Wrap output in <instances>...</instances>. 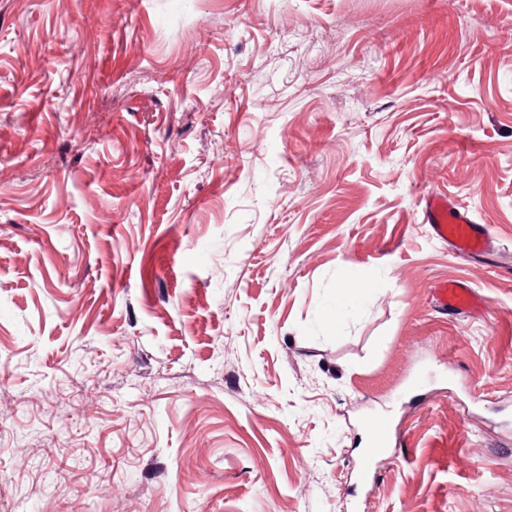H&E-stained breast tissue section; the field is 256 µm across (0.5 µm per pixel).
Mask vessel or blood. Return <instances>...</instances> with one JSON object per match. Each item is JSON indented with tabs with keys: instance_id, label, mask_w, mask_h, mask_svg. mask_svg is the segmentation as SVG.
<instances>
[{
	"instance_id": "b4317fda",
	"label": "vessel or blood",
	"mask_w": 512,
	"mask_h": 512,
	"mask_svg": "<svg viewBox=\"0 0 512 512\" xmlns=\"http://www.w3.org/2000/svg\"><path fill=\"white\" fill-rule=\"evenodd\" d=\"M422 212L423 222L435 239L452 241L460 251L470 256L485 252L488 231L476 224L469 212L458 209L448 197L426 199ZM434 293L435 306L442 313H467L478 304L477 295L461 281H442Z\"/></svg>"
}]
</instances>
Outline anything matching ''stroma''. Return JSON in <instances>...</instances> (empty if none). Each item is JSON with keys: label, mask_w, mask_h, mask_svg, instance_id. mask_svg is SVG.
<instances>
[{"label": "stroma", "mask_w": 512, "mask_h": 512, "mask_svg": "<svg viewBox=\"0 0 512 512\" xmlns=\"http://www.w3.org/2000/svg\"><path fill=\"white\" fill-rule=\"evenodd\" d=\"M0 512H512V0H0ZM423 222L440 241H452L463 253L479 256L486 251L488 230L465 210L458 209L446 196H435L424 201ZM435 307L440 313H468L478 305V297L469 285L444 280L434 288ZM386 428L387 426L384 421L374 422L369 428L372 447L367 460L364 461L360 467V478L363 482H368L372 475V465L370 460L373 457L386 455L388 453V448H392V445L388 442L384 433Z\"/></svg>", "instance_id": "1"}]
</instances>
